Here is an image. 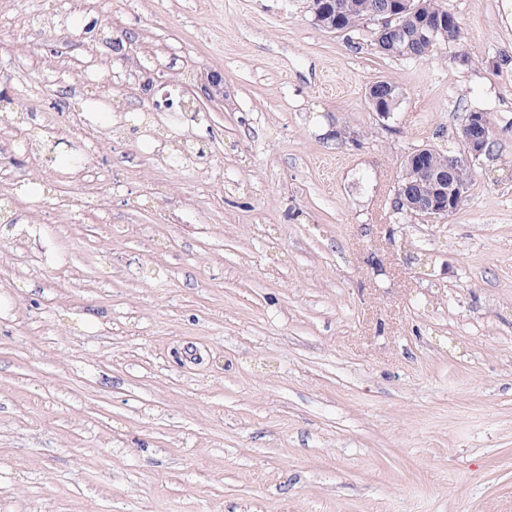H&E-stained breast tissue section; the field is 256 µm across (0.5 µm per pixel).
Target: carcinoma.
Listing matches in <instances>:
<instances>
[{"instance_id":"carcinoma-1","label":"carcinoma","mask_w":512,"mask_h":512,"mask_svg":"<svg viewBox=\"0 0 512 512\" xmlns=\"http://www.w3.org/2000/svg\"><path fill=\"white\" fill-rule=\"evenodd\" d=\"M383 0H337V9L324 10L325 0H308V9L316 18L315 25L332 32L353 29L367 19H378ZM413 11L399 16L392 22V36L399 38L397 51L377 52L384 56L409 60H426L435 55L444 43L461 39V28L456 18L444 9L438 0H413ZM448 165V152L434 147L425 151L420 160L408 155L399 185L406 187L419 183L427 171L442 173Z\"/></svg>"}]
</instances>
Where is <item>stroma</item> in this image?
<instances>
[{
  "label": "stroma",
  "mask_w": 512,
  "mask_h": 512,
  "mask_svg": "<svg viewBox=\"0 0 512 512\" xmlns=\"http://www.w3.org/2000/svg\"><path fill=\"white\" fill-rule=\"evenodd\" d=\"M439 3L416 61L305 0H0V512H512V0ZM472 112L458 209L394 211Z\"/></svg>",
  "instance_id": "stroma-1"
}]
</instances>
